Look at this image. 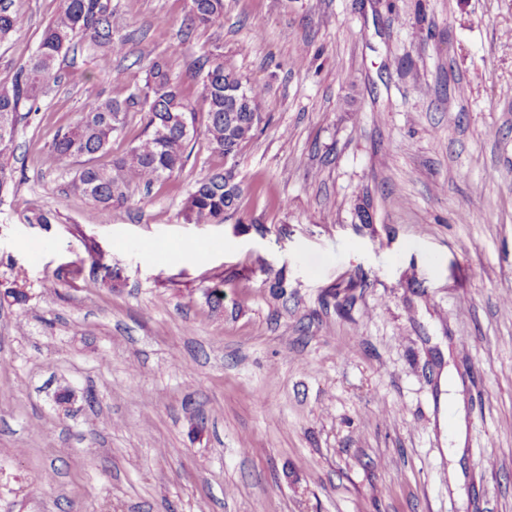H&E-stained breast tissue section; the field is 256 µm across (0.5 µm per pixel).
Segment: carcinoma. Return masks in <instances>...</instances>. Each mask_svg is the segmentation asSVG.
<instances>
[{
  "label": "carcinoma",
  "instance_id": "1",
  "mask_svg": "<svg viewBox=\"0 0 512 512\" xmlns=\"http://www.w3.org/2000/svg\"><path fill=\"white\" fill-rule=\"evenodd\" d=\"M188 25H206L224 15V0H190ZM23 20L12 9V0H0V40L21 29ZM87 39L103 49L100 71L108 72L112 57L124 52L127 40L116 36L112 0H59L54 18L46 26L36 52L9 83L0 84V191L12 181L6 159L13 155L19 123L39 110L42 96L58 80L56 64L75 39ZM201 76L205 104L203 135L208 148L225 157H236L262 122L264 90L243 83L241 75L224 58L207 60ZM143 103L145 128L127 154L109 165L91 160L106 153L112 136L124 125L129 106ZM196 109L183 96L168 62L150 64L143 88L123 100L96 102L55 138L47 161L85 158L90 161L72 182L73 192L84 197L88 218L123 204L132 184L150 187L182 169L189 157ZM241 185L234 168L207 174L188 194L182 214L190 224L221 223L238 211Z\"/></svg>",
  "mask_w": 512,
  "mask_h": 512
}]
</instances>
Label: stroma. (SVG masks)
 I'll list each match as a JSON object with an SVG mask.
<instances>
[{
  "instance_id": "obj_1",
  "label": "stroma",
  "mask_w": 512,
  "mask_h": 512,
  "mask_svg": "<svg viewBox=\"0 0 512 512\" xmlns=\"http://www.w3.org/2000/svg\"><path fill=\"white\" fill-rule=\"evenodd\" d=\"M57 5L13 0L0 82ZM112 7L125 54L104 74L77 43L0 193V512H512V0H224L200 27L188 0ZM214 54L265 89L237 214L183 219L230 163L198 134L87 222L83 160L43 163L56 135L158 57L201 103ZM441 389L448 390L447 404L448 413L451 414V422L448 423V419L446 421L445 416L442 415L440 427L443 434L447 433V441L450 445V451L453 453L456 449L463 448L465 442V423L458 395L459 383L455 379L448 378L447 375L446 383L444 377L442 378ZM451 443H453V446Z\"/></svg>"
}]
</instances>
